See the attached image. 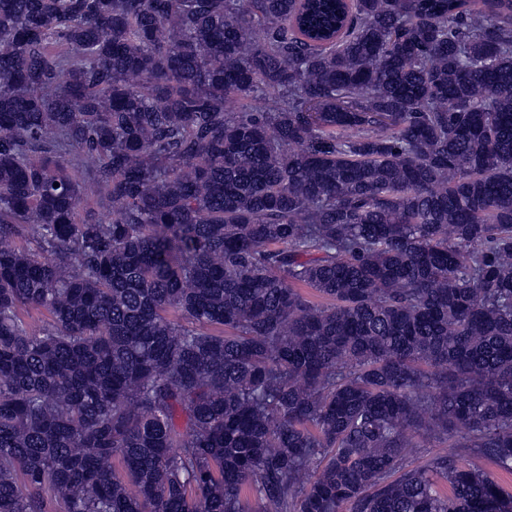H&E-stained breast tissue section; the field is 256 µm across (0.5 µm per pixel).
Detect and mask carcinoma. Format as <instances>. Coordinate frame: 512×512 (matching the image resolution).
<instances>
[{
    "label": "carcinoma",
    "instance_id": "carcinoma-1",
    "mask_svg": "<svg viewBox=\"0 0 512 512\" xmlns=\"http://www.w3.org/2000/svg\"><path fill=\"white\" fill-rule=\"evenodd\" d=\"M486 462L512 0H0V512H512ZM452 454L455 452V448H442L438 446V443L433 441H423L419 443L418 448H412L410 454L407 457V464L409 467H416L425 464L433 456L441 453Z\"/></svg>",
    "mask_w": 512,
    "mask_h": 512
}]
</instances>
